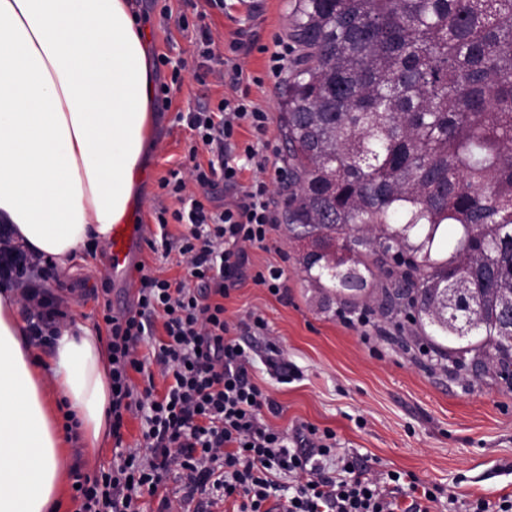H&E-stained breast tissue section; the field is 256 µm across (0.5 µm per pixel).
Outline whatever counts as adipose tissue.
<instances>
[{
	"label": "adipose tissue",
	"instance_id": "obj_1",
	"mask_svg": "<svg viewBox=\"0 0 512 512\" xmlns=\"http://www.w3.org/2000/svg\"><path fill=\"white\" fill-rule=\"evenodd\" d=\"M147 29L129 0H0V223L68 270L134 216L152 146ZM0 286V512H53L66 476L65 409L87 447L111 398L101 336L64 329L39 363Z\"/></svg>",
	"mask_w": 512,
	"mask_h": 512
}]
</instances>
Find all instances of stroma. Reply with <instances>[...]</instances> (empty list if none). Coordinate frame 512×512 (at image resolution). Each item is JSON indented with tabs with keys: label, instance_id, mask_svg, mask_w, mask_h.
<instances>
[{
	"label": "stroma",
	"instance_id": "35a3bbf8",
	"mask_svg": "<svg viewBox=\"0 0 512 512\" xmlns=\"http://www.w3.org/2000/svg\"><path fill=\"white\" fill-rule=\"evenodd\" d=\"M164 5L187 14L188 30L173 24L158 27ZM295 5L296 0H224L223 8L209 10L202 20L214 38L228 41L239 31L254 42L244 58V73L261 79L251 97L273 119L266 177L275 181L280 203L288 196L287 182L278 181L276 173L288 165L277 120L286 78L270 74L268 51L276 40L289 38ZM146 18L151 49L191 60L199 20L185 0H158ZM232 94L230 86L199 81L193 69L184 71L181 89L171 94L170 110L157 113L154 146L134 203L140 223H152L154 206L165 198L159 180L187 151L190 132L176 122L177 112L214 105ZM305 252L286 224H277L267 249H254L252 261L258 269H283L287 300L249 282L224 302L227 317L238 324L251 313L267 323L263 335L252 339L255 380L279 407L267 422L283 429L302 424L332 429L338 454L358 457L375 472H410L444 487L449 498L430 504V512H464L468 502L479 498L494 503L512 497V390L488 375L476 380L465 371L451 375L441 370L420 351L415 328L404 316L380 314L378 285H370L356 307L342 306L329 290L312 287L299 263ZM110 273L103 244L95 254H83L71 270H51L37 285L53 307L93 328L101 320V308L92 291ZM368 307L373 310L369 326L345 325V318L359 317ZM238 332L243 335L247 329L239 324Z\"/></svg>",
	"mask_w": 512,
	"mask_h": 512
}]
</instances>
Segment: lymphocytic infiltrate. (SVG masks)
I'll return each mask as SVG.
<instances>
[{"mask_svg": "<svg viewBox=\"0 0 512 512\" xmlns=\"http://www.w3.org/2000/svg\"><path fill=\"white\" fill-rule=\"evenodd\" d=\"M242 47L234 39L221 51L211 31L200 29L197 66L217 82L238 85ZM177 119L190 130L191 145L185 160L160 181L176 205L154 209L158 232L149 245L178 253L184 273L169 279L141 267L134 310L103 314L112 434L120 436L126 417L134 416L141 420V440L110 469H73L74 512H142L148 497L157 500L156 512H171L163 488L173 475L183 480L188 498L211 506L230 499L239 512H269L280 474L298 480L283 512H428V503L444 493L440 485L409 472L381 477L359 469L353 457L337 456L332 429L302 425L288 432L264 421V413H277L278 406L250 375L254 346L233 336L224 301L249 281L286 296L283 269L253 270L249 255L265 247L279 222L275 186L261 175L267 159L255 146L267 136L271 117L243 95L178 113ZM243 128L253 142L239 144ZM249 166L257 174L246 182L242 175ZM220 189L226 200L219 209L213 201ZM172 222L183 225L180 236L169 233ZM40 264V256L12 245L9 230H0V280L19 288L31 308L29 335L47 344L64 315L48 310L25 279ZM142 344L150 347V357H139ZM137 374L144 389L133 382ZM159 376L167 381L161 391L155 384ZM330 460L336 472H329Z\"/></svg>", "mask_w": 512, "mask_h": 512, "instance_id": "f902f5d3", "label": "lymphocytic infiltrate"}]
</instances>
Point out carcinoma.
I'll list each match as a JSON object with an SVG mask.
<instances>
[{
  "label": "carcinoma",
  "mask_w": 512,
  "mask_h": 512,
  "mask_svg": "<svg viewBox=\"0 0 512 512\" xmlns=\"http://www.w3.org/2000/svg\"><path fill=\"white\" fill-rule=\"evenodd\" d=\"M279 122L285 224L344 305L384 310L435 360L512 371V0H297ZM448 252L445 259L437 258Z\"/></svg>",
  "instance_id": "cac0c4a2"
}]
</instances>
